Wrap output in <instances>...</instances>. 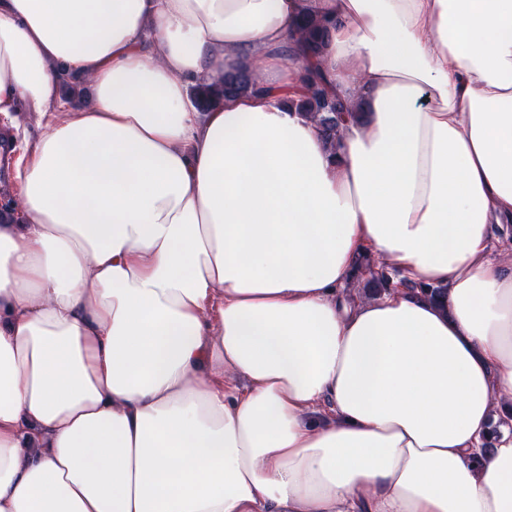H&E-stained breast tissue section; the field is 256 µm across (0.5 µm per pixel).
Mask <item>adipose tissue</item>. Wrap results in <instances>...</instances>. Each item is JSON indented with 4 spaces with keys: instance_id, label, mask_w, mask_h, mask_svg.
I'll return each mask as SVG.
<instances>
[{
    "instance_id": "1",
    "label": "adipose tissue",
    "mask_w": 512,
    "mask_h": 512,
    "mask_svg": "<svg viewBox=\"0 0 512 512\" xmlns=\"http://www.w3.org/2000/svg\"><path fill=\"white\" fill-rule=\"evenodd\" d=\"M21 112L0 512H512V0H0ZM324 23L321 19L306 15L301 18L293 37L307 62L303 77L306 93L300 101L320 115V123L326 140L336 141L345 116L352 114V106L337 97L325 82L324 75L318 67L317 58L321 50V38ZM253 90L261 92L253 74L247 69H238L234 72L224 74L216 81L198 87L195 90V100L201 110H207L212 104L224 100L226 97ZM360 275L358 280H364L363 288L371 292V296H379L391 286L390 277L382 269L377 268V264L370 256H363L359 261ZM353 288L363 289L362 285L356 283Z\"/></svg>"
}]
</instances>
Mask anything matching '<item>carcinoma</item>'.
<instances>
[{
    "label": "carcinoma",
    "mask_w": 512,
    "mask_h": 512,
    "mask_svg": "<svg viewBox=\"0 0 512 512\" xmlns=\"http://www.w3.org/2000/svg\"><path fill=\"white\" fill-rule=\"evenodd\" d=\"M323 33V21L315 16L306 15L297 24L294 37L299 50L303 53L304 61L307 62L304 76L306 93L302 96L301 102L320 115L325 138L334 142L340 133L345 116L352 112V106L329 89L318 67L317 58L321 50ZM250 89L255 92L261 91L249 70L238 69L197 88L195 100L198 107L204 111L226 97ZM359 271V279L364 281V287L369 289L373 296L381 295L391 286L390 277L378 269L375 261L369 256L360 259Z\"/></svg>",
    "instance_id": "1"
}]
</instances>
